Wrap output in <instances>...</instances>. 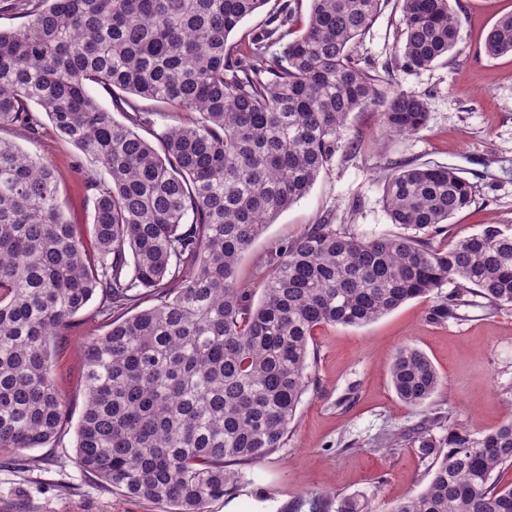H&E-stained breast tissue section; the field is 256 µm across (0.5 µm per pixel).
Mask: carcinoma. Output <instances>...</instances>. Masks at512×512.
I'll use <instances>...</instances> for the list:
<instances>
[{
	"instance_id": "obj_1",
	"label": "carcinoma",
	"mask_w": 512,
	"mask_h": 512,
	"mask_svg": "<svg viewBox=\"0 0 512 512\" xmlns=\"http://www.w3.org/2000/svg\"><path fill=\"white\" fill-rule=\"evenodd\" d=\"M21 2L27 23L0 28V128L35 131L36 105L109 181H90L88 250L58 205L53 165L0 139V451L59 439L68 407L52 351L96 295L107 330L83 343L76 463L161 512H205L236 491L238 466L283 447L316 382L309 344L319 326H362L445 284L455 289L436 319L456 317L466 295L512 307V234L490 224L431 244L473 200L471 184L440 166L387 179L383 204L399 231L361 239L313 224L279 248L259 300L237 282L242 254L332 164L350 113L378 107L395 134L426 125L421 98L385 93L353 55L383 0H309L305 19L301 0H278L237 44L229 35L269 0ZM400 2L405 67L456 47L450 0ZM275 44L282 54L268 55ZM484 52L512 53V13ZM173 115L184 119L155 128ZM389 375L410 406L443 387L410 345ZM441 419L387 446L429 461L424 490L388 512H512V484L499 480L512 468V420L480 435L450 424L437 436ZM320 508L376 512L356 495Z\"/></svg>"
}]
</instances>
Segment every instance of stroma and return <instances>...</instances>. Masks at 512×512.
<instances>
[{
  "label": "stroma",
  "instance_id": "obj_1",
  "mask_svg": "<svg viewBox=\"0 0 512 512\" xmlns=\"http://www.w3.org/2000/svg\"><path fill=\"white\" fill-rule=\"evenodd\" d=\"M451 6L460 23L455 49L431 66L408 69L398 51L401 5L385 0L354 53L373 66L381 83L425 101V128L386 134L376 110L351 113L332 164L243 254L238 282L261 289L272 268V246L313 224H333L360 238L395 232L383 208V184L402 167L449 166L473 187L471 206L433 245L489 224L512 231V54L491 58L483 50L495 22L512 12V0H451ZM38 119L34 134L4 127L0 138L56 167L61 208L90 239L94 201L86 182L93 166L46 114ZM351 141L358 144L353 153L345 149ZM434 304V298H416L360 327L317 329L310 344L316 382L303 395L283 448L245 466L238 491L209 503L206 512H316L318 501L356 494L385 512L421 492L428 482L426 462L409 448L387 450L395 434L411 433L432 407L404 404L390 383V362L405 345L418 347L435 365L444 382L435 404L456 427L481 432L511 420L512 309L463 305L457 318L437 320ZM95 310L91 303L73 317L52 356L70 415L60 440L0 453V512H157L152 504L104 489L74 461L85 397L81 343L105 331Z\"/></svg>",
  "mask_w": 512,
  "mask_h": 512
}]
</instances>
